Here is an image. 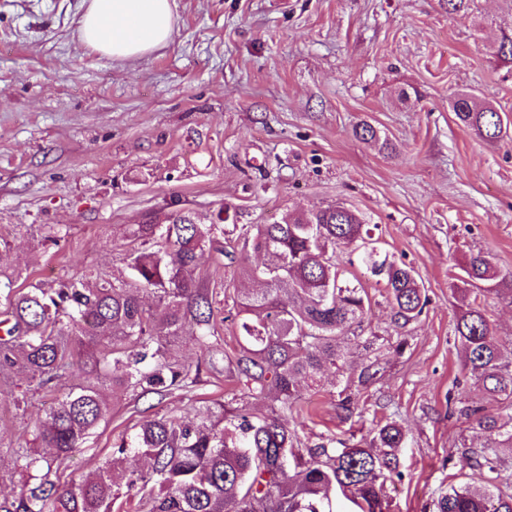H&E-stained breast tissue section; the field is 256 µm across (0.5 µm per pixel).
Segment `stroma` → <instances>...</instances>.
<instances>
[{
  "mask_svg": "<svg viewBox=\"0 0 512 512\" xmlns=\"http://www.w3.org/2000/svg\"><path fill=\"white\" fill-rule=\"evenodd\" d=\"M83 0H0V268L18 285L80 272L120 271L130 225L174 210L207 224H270L297 208L355 210L381 251L413 266L428 304L394 321L383 285L349 266L371 312L349 346L355 368L375 364L354 392L358 413H336L346 380L326 372L304 389L302 447L368 436L382 420L406 434L401 479L385 483L391 512H434L459 482L462 448L497 432L461 408L498 403L461 369L451 287L470 253L512 274V138L483 141L451 108L463 91L512 126V0H175L172 42L115 62L82 45ZM381 140L353 134L360 122ZM175 353L200 367L196 386L166 397L127 394L86 443L58 462L56 479L93 473L118 435L171 410L186 421L237 392L195 342ZM53 402L25 379H0V498L16 496L9 452L34 445ZM458 411L449 414V403Z\"/></svg>",
  "mask_w": 512,
  "mask_h": 512,
  "instance_id": "1",
  "label": "stroma"
}]
</instances>
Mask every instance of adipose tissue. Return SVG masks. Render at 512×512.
Returning <instances> with one entry per match:
<instances>
[{
    "label": "adipose tissue",
    "mask_w": 512,
    "mask_h": 512,
    "mask_svg": "<svg viewBox=\"0 0 512 512\" xmlns=\"http://www.w3.org/2000/svg\"><path fill=\"white\" fill-rule=\"evenodd\" d=\"M80 41L115 60L143 56L174 34L172 0H86Z\"/></svg>",
    "instance_id": "1"
}]
</instances>
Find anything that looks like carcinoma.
<instances>
[{
  "label": "carcinoma",
  "mask_w": 512,
  "mask_h": 512,
  "mask_svg": "<svg viewBox=\"0 0 512 512\" xmlns=\"http://www.w3.org/2000/svg\"><path fill=\"white\" fill-rule=\"evenodd\" d=\"M453 112L460 125L494 142L507 134L500 112L475 96L459 93ZM224 218L196 222L176 210L162 224H134L119 276L84 274L55 288L32 283L17 291L15 277L0 271V375L23 377L57 389L55 403L36 427V448L13 451V471L25 479L19 496L0 499V512H112L120 490L139 497L146 512H340L334 492L360 512H389L384 483L398 471L396 450L405 433L395 421L379 423L369 444H320L295 452L297 401L303 380L313 385L327 370L349 374L346 349L352 329L368 318L370 302L360 284L343 277L339 248L358 254L385 283L394 316L405 324L427 304L414 267L381 254L362 218L342 205L296 210L272 224L245 230L243 248L263 256L236 273L255 284L233 298L224 321L238 330L236 355L224 354V375L236 382L240 399L272 401L266 412L220 405L219 419L190 426L173 413L146 419L133 439L121 437L112 456L78 482L50 479L56 462L81 447L110 410L99 383L112 384V398L128 392L167 396L196 384L192 365L176 359L168 343L182 336L197 341L217 368L220 349L211 342L217 291L197 274L206 252L224 253ZM462 292L506 291L489 256L471 254ZM153 296L156 306L146 303ZM455 333L463 366L484 391L500 398L499 413L470 414L500 431V440L459 456L464 481L448 486L437 512H512V362L481 304L457 318ZM132 451L150 460L143 472L124 466ZM294 468H289V461Z\"/></svg>",
  "instance_id": "1"
}]
</instances>
